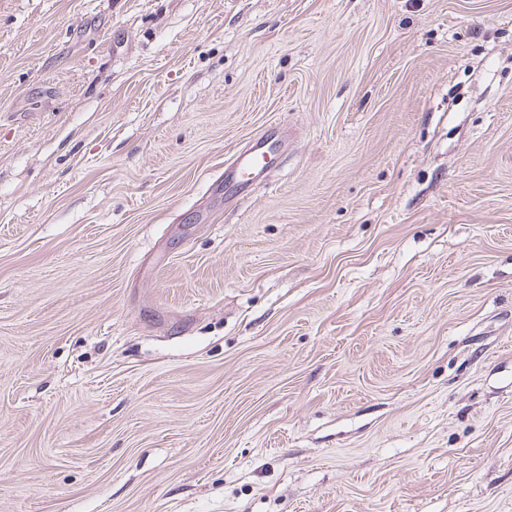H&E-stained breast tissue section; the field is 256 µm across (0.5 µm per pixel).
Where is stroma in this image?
Returning a JSON list of instances; mask_svg holds the SVG:
<instances>
[{"label": "stroma", "instance_id": "1", "mask_svg": "<svg viewBox=\"0 0 512 512\" xmlns=\"http://www.w3.org/2000/svg\"><path fill=\"white\" fill-rule=\"evenodd\" d=\"M0 512H512V0H0ZM269 164L262 147L253 146L238 154L224 169V180L243 186L257 180Z\"/></svg>", "mask_w": 512, "mask_h": 512}]
</instances>
